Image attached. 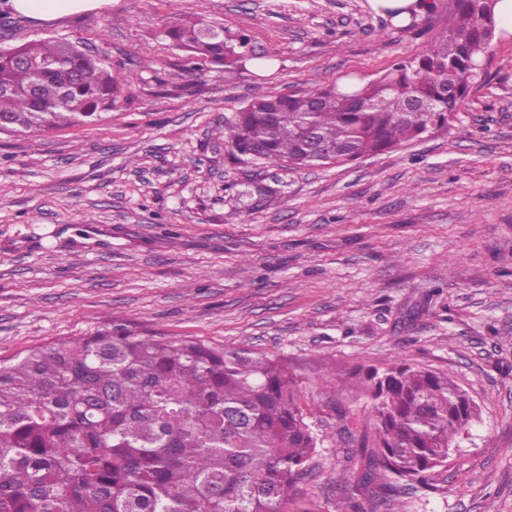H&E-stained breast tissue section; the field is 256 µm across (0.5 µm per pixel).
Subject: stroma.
Listing matches in <instances>:
<instances>
[{
	"label": "stroma",
	"mask_w": 512,
	"mask_h": 512,
	"mask_svg": "<svg viewBox=\"0 0 512 512\" xmlns=\"http://www.w3.org/2000/svg\"><path fill=\"white\" fill-rule=\"evenodd\" d=\"M195 16L249 34L265 65L187 69L160 31ZM443 25L396 27L368 0H112L52 23L0 0V50L63 39L137 76L97 122L0 132V357L116 322L286 356L320 442L283 512L374 506L324 374L445 373L479 418L393 512H512V37L447 129L390 152L286 171L212 134L253 97L377 78ZM258 175L280 197L238 207Z\"/></svg>",
	"instance_id": "1"
}]
</instances>
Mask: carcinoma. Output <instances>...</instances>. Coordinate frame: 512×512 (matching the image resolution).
Listing matches in <instances>:
<instances>
[{
	"instance_id": "obj_1",
	"label": "carcinoma",
	"mask_w": 512,
	"mask_h": 512,
	"mask_svg": "<svg viewBox=\"0 0 512 512\" xmlns=\"http://www.w3.org/2000/svg\"><path fill=\"white\" fill-rule=\"evenodd\" d=\"M498 2H426L427 16L445 25L416 55L374 80L350 75L347 86L255 97L218 136L237 160L301 169L444 128L489 74L505 34ZM162 35L189 63L230 72L256 58L249 35L226 39L202 18ZM44 61L59 66L33 67ZM134 80L118 83L102 59L71 43L29 41L0 51V117L29 134L92 123ZM242 194L266 203L276 191L253 180ZM322 383L342 421V395L370 405L358 486L374 490L386 512L431 486L448 446L477 418L450 376L402 362L359 371L349 390L333 373ZM317 446L298 377L278 355L119 323L0 360V512H282Z\"/></svg>"
}]
</instances>
